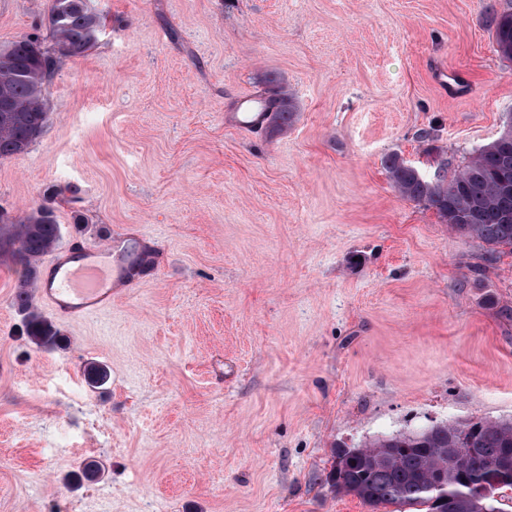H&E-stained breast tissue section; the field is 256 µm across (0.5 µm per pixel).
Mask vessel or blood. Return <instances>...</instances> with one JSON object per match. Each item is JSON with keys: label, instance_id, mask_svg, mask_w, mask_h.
<instances>
[{"label": "vessel or blood", "instance_id": "vessel-or-blood-1", "mask_svg": "<svg viewBox=\"0 0 512 512\" xmlns=\"http://www.w3.org/2000/svg\"><path fill=\"white\" fill-rule=\"evenodd\" d=\"M119 247V240L113 239L90 248L48 253L37 284L39 296L62 319L86 318L110 309L117 286L130 285L131 280L124 274L118 281L107 280L95 260Z\"/></svg>", "mask_w": 512, "mask_h": 512}]
</instances>
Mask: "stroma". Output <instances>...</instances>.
I'll use <instances>...</instances> for the list:
<instances>
[{
  "label": "stroma",
  "mask_w": 512,
  "mask_h": 512,
  "mask_svg": "<svg viewBox=\"0 0 512 512\" xmlns=\"http://www.w3.org/2000/svg\"><path fill=\"white\" fill-rule=\"evenodd\" d=\"M50 5L0 0V45L49 38ZM505 5L96 0L43 134L0 159V212L48 207L61 248L119 234L154 270L39 348L0 256V512H372L327 483L336 449L512 421V250L383 165L430 178L498 137L512 63L485 14ZM270 77L292 125H232Z\"/></svg>",
  "instance_id": "stroma-1"
}]
</instances>
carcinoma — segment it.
Segmentation results:
<instances>
[{
  "label": "carcinoma",
  "instance_id": "obj_1",
  "mask_svg": "<svg viewBox=\"0 0 512 512\" xmlns=\"http://www.w3.org/2000/svg\"><path fill=\"white\" fill-rule=\"evenodd\" d=\"M487 18L495 52L512 62V7H492ZM101 27V15L88 9L87 0H52V46L37 34L0 45V89H7L18 107L0 111V158L21 154L24 143L42 135L49 119L47 79L61 59L94 47ZM267 83L272 88L256 99L257 111L269 131L280 133L291 125L295 104L277 79ZM384 167L400 197L434 209L452 230L480 239L493 252L512 250V143L494 139L442 179L425 178L396 153L384 159ZM60 239V225L44 206L17 220L0 215V254L9 255L22 270L14 305L24 315L26 336L39 347L59 338L56 326L33 306V288L41 256ZM377 448L389 449L386 459L377 458ZM327 483L374 508L473 512L472 496L512 490V421L442 422L377 437L346 452L339 448Z\"/></svg>",
  "mask_w": 512,
  "mask_h": 512
}]
</instances>
